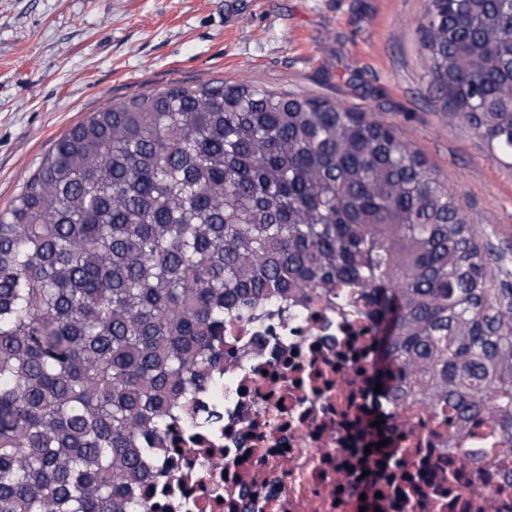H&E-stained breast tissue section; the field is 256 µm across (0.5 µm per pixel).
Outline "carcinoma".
Wrapping results in <instances>:
<instances>
[{"label":"carcinoma","mask_w":512,"mask_h":512,"mask_svg":"<svg viewBox=\"0 0 512 512\" xmlns=\"http://www.w3.org/2000/svg\"><path fill=\"white\" fill-rule=\"evenodd\" d=\"M430 87L512 159V5L427 0ZM380 121L222 82L141 92L56 141L0 213V512H147V457L227 314L332 295L373 381L512 452V288Z\"/></svg>","instance_id":"carcinoma-1"}]
</instances>
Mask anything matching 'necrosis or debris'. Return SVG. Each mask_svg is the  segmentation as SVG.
Masks as SVG:
<instances>
[{
	"instance_id": "obj_1",
	"label": "necrosis or debris",
	"mask_w": 512,
	"mask_h": 512,
	"mask_svg": "<svg viewBox=\"0 0 512 512\" xmlns=\"http://www.w3.org/2000/svg\"><path fill=\"white\" fill-rule=\"evenodd\" d=\"M223 348L195 420L156 451L154 512H512V454L489 426L376 392L372 332L335 300L226 318Z\"/></svg>"
}]
</instances>
